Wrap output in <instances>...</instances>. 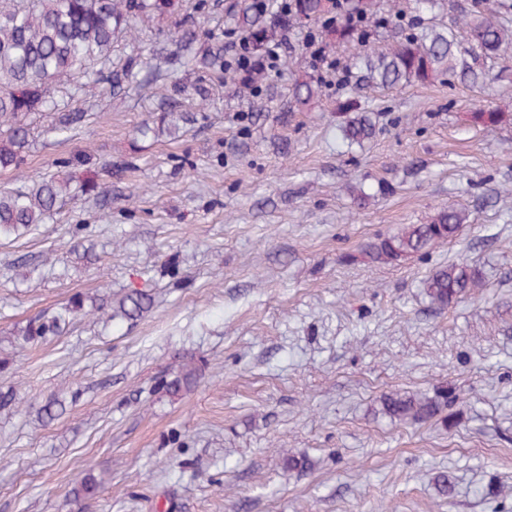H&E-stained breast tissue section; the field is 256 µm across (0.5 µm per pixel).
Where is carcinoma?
I'll list each match as a JSON object with an SVG mask.
<instances>
[{
  "label": "carcinoma",
  "mask_w": 512,
  "mask_h": 512,
  "mask_svg": "<svg viewBox=\"0 0 512 512\" xmlns=\"http://www.w3.org/2000/svg\"><path fill=\"white\" fill-rule=\"evenodd\" d=\"M438 0H417L411 25L404 14L383 10L378 0H289L288 13L279 19L289 23L305 19L320 40L339 43L359 42L352 18L369 25L381 17L398 33L386 52L363 49L361 80L382 87L443 81L463 77L485 94L492 90L493 78L474 68L468 59L491 58L512 50V35L496 20L492 8L476 0L472 8L441 26H429L424 14ZM182 0H0V168L18 170L25 164L33 145L31 118L50 114L52 130L65 135L84 121L89 108L103 87L119 82L138 83V76L125 69L112 70V43L124 34L132 35L137 20L161 21L180 12ZM252 6L242 9L239 25L247 38L262 52L272 34L274 20L258 21ZM207 49L196 60L209 78L225 80L235 86L244 83L238 68L224 62V45L212 33H205ZM322 92V83L305 77L295 81L291 103L303 108ZM338 128L350 145L362 146L375 136L371 113L363 111L352 99L338 107ZM197 121L194 112H160L152 122L139 126L136 133L155 138H176ZM471 122L486 129L512 124V113L501 112L490 101L471 113ZM58 171L44 174L32 184L0 191V240L16 239L35 230L63 202L76 195L97 196L102 192V177L112 176V163L96 162L86 150L78 151L55 163ZM469 223V213L457 206L438 209L425 224H409L401 232L367 245L371 261L391 265L401 259L422 255L457 236ZM483 287L480 268L464 259L435 268L424 280L423 290L430 302L444 310L474 290ZM151 297L133 290L120 299L113 316L134 319L148 311ZM84 302L75 297L50 317L39 316L22 330L23 340L31 342L62 334L78 316H86ZM200 368L189 361L163 384L170 397H181L194 388ZM458 400L448 387L433 393L392 391L379 399L381 415L391 421L425 423L440 421L455 427L448 406ZM288 470L303 472L312 467L305 455L283 456ZM99 485L91 473L71 488L68 498L78 502L93 495Z\"/></svg>",
  "instance_id": "cac0c4a2"
}]
</instances>
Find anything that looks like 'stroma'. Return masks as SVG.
Here are the masks:
<instances>
[{
    "instance_id": "1",
    "label": "stroma",
    "mask_w": 512,
    "mask_h": 512,
    "mask_svg": "<svg viewBox=\"0 0 512 512\" xmlns=\"http://www.w3.org/2000/svg\"><path fill=\"white\" fill-rule=\"evenodd\" d=\"M241 0H186L180 16L139 23L154 58L127 38L112 67L148 80L105 95L69 138L32 119L33 175L88 147L111 162L107 205L79 196L37 231L0 241V512H512V125L466 114L484 96L454 78L383 88L328 77L300 112L292 84L311 74L308 29L289 27L284 56L259 88L211 84L170 42L186 19L232 56ZM178 83L207 89L185 136L139 139L136 128ZM377 134L348 148L336 126L346 99ZM361 183L358 205L346 189ZM470 212L446 245L393 265L362 247L423 224L442 206ZM91 237V262L74 245ZM468 256L485 275L476 297L434 309L421 284ZM155 303L133 320L99 311L59 336L23 342L28 320L83 294L114 302L129 289ZM202 376L178 399L160 387L186 359ZM459 400L455 426L374 415L391 391ZM65 411L41 418L51 399ZM313 462L300 474L284 454ZM93 472L97 493L68 491ZM450 472L451 497L434 478Z\"/></svg>"
}]
</instances>
